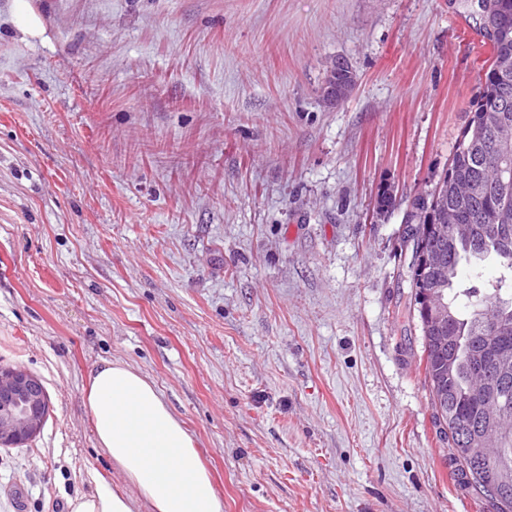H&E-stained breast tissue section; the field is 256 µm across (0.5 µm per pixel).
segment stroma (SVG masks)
<instances>
[{
  "label": "stroma",
  "mask_w": 512,
  "mask_h": 512,
  "mask_svg": "<svg viewBox=\"0 0 512 512\" xmlns=\"http://www.w3.org/2000/svg\"><path fill=\"white\" fill-rule=\"evenodd\" d=\"M28 3L36 38L0 0V369L49 413L0 447V512L127 490L86 405L105 359L224 512H496L434 422L400 256L491 60L475 0ZM356 75L346 60H334L326 71L323 97L326 99L324 92L328 87H333L332 95L334 99L343 102L350 95L356 86Z\"/></svg>",
  "instance_id": "35a3bbf8"
}]
</instances>
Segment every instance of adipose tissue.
<instances>
[{
    "instance_id": "ef3b65f1",
    "label": "adipose tissue",
    "mask_w": 512,
    "mask_h": 512,
    "mask_svg": "<svg viewBox=\"0 0 512 512\" xmlns=\"http://www.w3.org/2000/svg\"><path fill=\"white\" fill-rule=\"evenodd\" d=\"M87 406L98 445L125 481V493L98 484L69 501L70 512H224L194 438L139 369L105 360L88 377Z\"/></svg>"
}]
</instances>
